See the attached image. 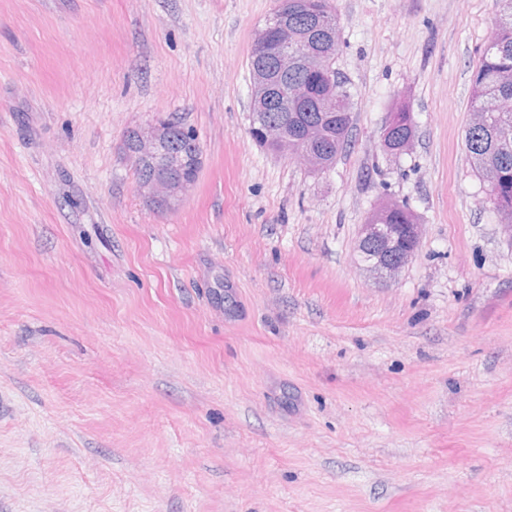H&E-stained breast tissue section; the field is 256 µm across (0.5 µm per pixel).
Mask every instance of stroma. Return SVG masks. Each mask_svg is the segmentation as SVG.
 <instances>
[{
    "label": "stroma",
    "mask_w": 512,
    "mask_h": 512,
    "mask_svg": "<svg viewBox=\"0 0 512 512\" xmlns=\"http://www.w3.org/2000/svg\"><path fill=\"white\" fill-rule=\"evenodd\" d=\"M331 4L354 124L314 173L250 133L275 0H0V512H512V241L465 148L495 0ZM169 119L203 163L159 211L124 141ZM413 123L414 120L412 112L408 105H401L396 112L391 114L382 134V146L389 154L394 153L396 155H401L402 153L409 152L412 149L414 143V137L412 136L407 138L402 144H400L397 147L391 148V144L392 140L394 143H399L401 140L405 139L409 135H415V128L413 129V132H411L407 127H405L408 126L410 129H412ZM397 126L400 127L394 130V128ZM394 154L390 156H394ZM386 200L373 211L370 224H362L359 246L372 244L373 255H366L359 249L362 260L368 267L388 277H396L412 260L421 238V224L406 201ZM398 209V210H396ZM396 210V211H394ZM394 211L389 224L380 218Z\"/></svg>",
    "instance_id": "1"
}]
</instances>
